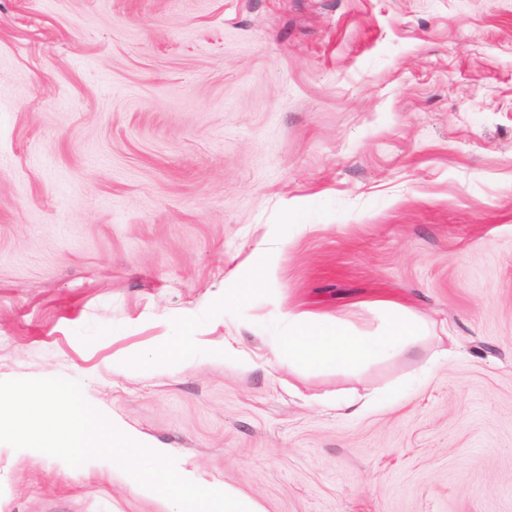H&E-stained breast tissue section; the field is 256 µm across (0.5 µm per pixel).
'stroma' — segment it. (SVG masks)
<instances>
[{"mask_svg":"<svg viewBox=\"0 0 512 512\" xmlns=\"http://www.w3.org/2000/svg\"><path fill=\"white\" fill-rule=\"evenodd\" d=\"M385 297L452 356L265 365L288 310ZM53 377L264 512H512V0H0V381ZM0 512L164 508L0 446ZM183 351V340L182 336L178 331H173L170 336L166 338L154 347L140 352L136 355V359L141 364L154 365L162 363L173 357L181 355Z\"/></svg>","mask_w":512,"mask_h":512,"instance_id":"obj_1","label":"stroma"}]
</instances>
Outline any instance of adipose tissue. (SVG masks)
<instances>
[{"instance_id":"1","label":"adipose tissue","mask_w":512,"mask_h":512,"mask_svg":"<svg viewBox=\"0 0 512 512\" xmlns=\"http://www.w3.org/2000/svg\"><path fill=\"white\" fill-rule=\"evenodd\" d=\"M383 316L375 332H359L350 323L308 311H291L271 339L272 359L295 373L309 370L353 374L367 365L414 353L429 340L432 326L398 302L377 301Z\"/></svg>"}]
</instances>
